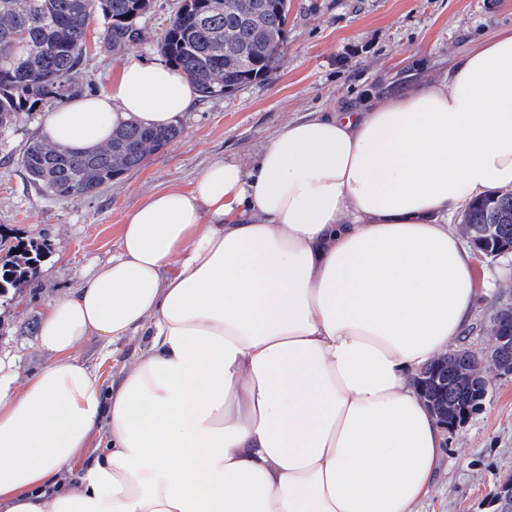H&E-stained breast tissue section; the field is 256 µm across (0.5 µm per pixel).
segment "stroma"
<instances>
[{"label": "stroma", "instance_id": "obj_1", "mask_svg": "<svg viewBox=\"0 0 512 512\" xmlns=\"http://www.w3.org/2000/svg\"><path fill=\"white\" fill-rule=\"evenodd\" d=\"M178 2L150 0L139 39L114 56L98 51L103 27L92 18L81 73L86 91H110L129 62L161 60ZM511 28L512 0H290L286 42L268 78L196 99L176 120L179 138L85 199L58 198L27 181L19 158L25 143L40 137L45 113H19L0 129V234L13 244L44 245L45 254L27 287L0 298V359L13 362L21 380L46 364L36 340L46 305L111 256L128 214L153 190L190 189L211 161L254 154L288 120L410 91L444 75L451 56ZM475 277L487 294L457 345L479 351L493 344L485 318L500 288L512 285V256L478 259ZM144 346L138 336L108 346L91 338L77 355L98 365L108 384ZM486 377L484 407L448 436L419 512H488L487 498L512 476V377Z\"/></svg>", "mask_w": 512, "mask_h": 512}]
</instances>
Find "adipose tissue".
I'll return each mask as SVG.
<instances>
[{"label":"adipose tissue","instance_id":"ef3b65f1","mask_svg":"<svg viewBox=\"0 0 512 512\" xmlns=\"http://www.w3.org/2000/svg\"><path fill=\"white\" fill-rule=\"evenodd\" d=\"M195 97L171 66L131 62L42 137L96 148ZM509 190L512 31L155 191L43 312L48 363L18 383L0 361V512H416L445 436L411 378L480 296L448 215ZM128 336L145 349L111 386L75 354ZM96 433L104 453L82 458Z\"/></svg>","mask_w":512,"mask_h":512}]
</instances>
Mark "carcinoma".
<instances>
[{
  "label": "carcinoma",
  "instance_id": "cac0c4a2",
  "mask_svg": "<svg viewBox=\"0 0 512 512\" xmlns=\"http://www.w3.org/2000/svg\"><path fill=\"white\" fill-rule=\"evenodd\" d=\"M148 0H0V128L20 112H32L82 91L78 83L87 54L86 33L93 14L102 17L98 44L105 54L119 53L136 41ZM289 0H180L164 31L160 51L206 99L229 94L270 75L282 52ZM180 134V127L146 128L134 123L116 129L102 148L73 151L34 139L26 143L20 164L28 180L59 198L81 199ZM475 224H496L512 240V192L488 196L469 206ZM0 262V297L36 273L41 247L13 246ZM476 352L454 350L437 358L448 384L436 397L461 410L482 402L483 381L459 380L473 368Z\"/></svg>",
  "mask_w": 512,
  "mask_h": 512
}]
</instances>
